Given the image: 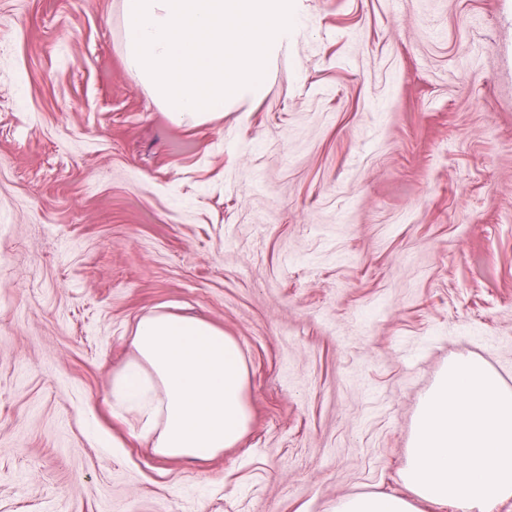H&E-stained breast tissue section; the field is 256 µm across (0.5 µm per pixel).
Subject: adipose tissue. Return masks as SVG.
<instances>
[{
	"mask_svg": "<svg viewBox=\"0 0 512 512\" xmlns=\"http://www.w3.org/2000/svg\"><path fill=\"white\" fill-rule=\"evenodd\" d=\"M133 354L112 373V399L163 458L207 460L248 432V364L206 321L154 312L135 325ZM407 495L359 492L332 512H420V504L491 512L512 499V389L482 360L448 363L422 399L399 473Z\"/></svg>",
	"mask_w": 512,
	"mask_h": 512,
	"instance_id": "ef3b65f1",
	"label": "adipose tissue"
}]
</instances>
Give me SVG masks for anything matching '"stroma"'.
Instances as JSON below:
<instances>
[{
  "mask_svg": "<svg viewBox=\"0 0 512 512\" xmlns=\"http://www.w3.org/2000/svg\"><path fill=\"white\" fill-rule=\"evenodd\" d=\"M256 100L170 122L121 0H0V512H331L404 493L441 368L512 388V0H294ZM220 327L252 423L112 415L137 318Z\"/></svg>",
  "mask_w": 512,
  "mask_h": 512,
  "instance_id": "35a3bbf8",
  "label": "stroma"
}]
</instances>
